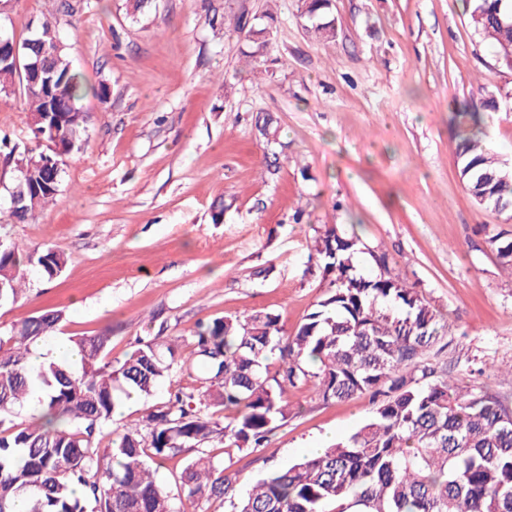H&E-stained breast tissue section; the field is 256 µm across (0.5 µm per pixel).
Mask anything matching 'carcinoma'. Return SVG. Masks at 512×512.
<instances>
[{"mask_svg": "<svg viewBox=\"0 0 512 512\" xmlns=\"http://www.w3.org/2000/svg\"><path fill=\"white\" fill-rule=\"evenodd\" d=\"M470 22L512 70V0H467ZM330 0H302L313 36L335 37ZM28 38L46 44L51 95L28 90L23 64L35 49L19 42L20 65L0 59V93L19 87L29 113L51 112L39 132L79 153L89 115L76 107L85 88L55 26L40 21ZM13 186L24 201L12 213L25 222L53 201L63 168L39 148L24 152ZM458 174L479 206L512 210V176L480 146L477 135L457 146ZM485 243L512 271V238ZM366 246L338 225L325 226L311 258L328 294L292 333L279 315L224 316L199 328L182 365L200 368L196 391L177 388L146 409L142 422L104 432L123 400L150 399L177 363L179 345L149 340L116 364L108 336L74 340L78 365L51 358L37 369L33 351L62 323L46 309L0 333V512L25 500L27 512H187L202 498L222 497L231 512H512V408L488 391L460 386L427 362L442 336L436 310L389 270L386 253H371L377 272L364 275ZM67 262L53 248L0 244V306L16 302L31 270L52 278ZM311 385L324 403L367 395L371 418L321 453L267 473L239 494L203 445L224 434L237 448H265L288 416L290 388ZM47 413L25 426L12 416L34 395ZM224 423H219V419ZM197 449L174 497L156 467L186 447Z\"/></svg>", "mask_w": 512, "mask_h": 512, "instance_id": "carcinoma-1", "label": "carcinoma"}]
</instances>
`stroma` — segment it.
I'll return each mask as SVG.
<instances>
[{
  "label": "stroma",
  "mask_w": 512,
  "mask_h": 512,
  "mask_svg": "<svg viewBox=\"0 0 512 512\" xmlns=\"http://www.w3.org/2000/svg\"><path fill=\"white\" fill-rule=\"evenodd\" d=\"M61 1L0 0L16 39L56 25L91 116L87 148L64 157L33 220L8 210L16 165L0 153V243L67 257L54 278L29 274L0 332L58 308L60 336L109 335L116 361L156 337L188 355L224 315L270 312L290 331L327 296L311 244L338 224L438 312L448 346L429 362L512 403V273L485 243L512 217L474 203L455 154L477 107L484 146L512 167V71L463 0H332L329 42L308 33L300 0H154L136 21L126 0H69V14ZM264 26L266 50L246 61V29ZM3 138L35 145L22 94H0ZM287 401L268 447L210 441L239 492L373 411L366 396L326 404L306 386Z\"/></svg>",
  "instance_id": "1"
}]
</instances>
